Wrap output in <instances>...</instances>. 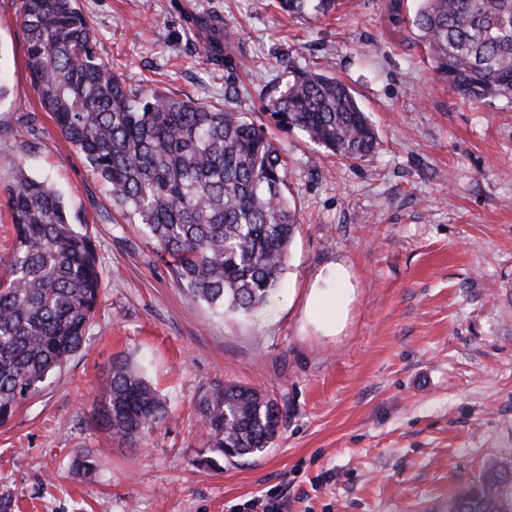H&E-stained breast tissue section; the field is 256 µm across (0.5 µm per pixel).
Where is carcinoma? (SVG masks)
I'll use <instances>...</instances> for the list:
<instances>
[{
  "instance_id": "obj_1",
  "label": "carcinoma",
  "mask_w": 512,
  "mask_h": 512,
  "mask_svg": "<svg viewBox=\"0 0 512 512\" xmlns=\"http://www.w3.org/2000/svg\"><path fill=\"white\" fill-rule=\"evenodd\" d=\"M290 14L326 16L336 0H277ZM29 78L42 107L93 173L112 207L137 217L179 287L215 311L269 306L299 224L287 168L269 132L227 100L221 107L151 87L132 90L98 52L75 0H22L17 15ZM412 26L430 62L464 99L512 105V0H419ZM278 123L303 131L330 156L359 160L380 142L353 90L299 70L271 100ZM16 229L0 280V424L82 346L101 302L91 238L47 182L19 174L6 190ZM95 422L119 441L152 433L167 416L142 373L114 360ZM204 451H264L282 423L276 400L217 383L196 404ZM448 512H512V463H493L448 498Z\"/></svg>"
}]
</instances>
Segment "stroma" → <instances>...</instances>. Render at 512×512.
Here are the masks:
<instances>
[{
    "instance_id": "obj_1",
    "label": "stroma",
    "mask_w": 512,
    "mask_h": 512,
    "mask_svg": "<svg viewBox=\"0 0 512 512\" xmlns=\"http://www.w3.org/2000/svg\"><path fill=\"white\" fill-rule=\"evenodd\" d=\"M129 84L223 104L273 137L300 222L271 306L220 314L188 297L140 226L42 108L16 16L0 0V276L15 231L6 187L48 181L95 244L104 301L72 356L0 425L7 512H447L485 464L512 456V108H475L438 74L415 0H336L319 19L274 0H77ZM224 33L221 57L210 29ZM295 68L346 82L383 147L327 157L267 105ZM351 285L344 330L304 318L310 288ZM142 369L168 415L134 445L93 419L113 359ZM274 394L271 448L197 463L195 404L217 381ZM95 472L72 468L76 452Z\"/></svg>"
}]
</instances>
